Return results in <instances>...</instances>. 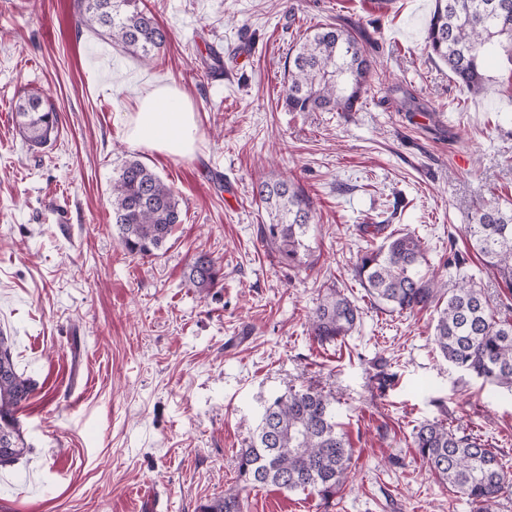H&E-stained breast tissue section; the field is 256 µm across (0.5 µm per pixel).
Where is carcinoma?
<instances>
[{"instance_id": "obj_1", "label": "carcinoma", "mask_w": 512, "mask_h": 512, "mask_svg": "<svg viewBox=\"0 0 512 512\" xmlns=\"http://www.w3.org/2000/svg\"><path fill=\"white\" fill-rule=\"evenodd\" d=\"M76 24L144 60L170 40L140 0H75ZM431 57L448 66L452 78L471 93H481L490 77L484 59L500 54L512 64V0H435L427 26ZM373 61L355 32L326 23L300 38L289 55L286 105L290 112H356L371 87ZM19 132L32 146L44 147L58 131L59 115L40 93L15 104ZM253 196L264 204L269 221L259 225L261 242L274 259L294 270L312 267L307 243L313 202L305 190L286 180H259ZM112 224L128 254L159 255L182 222L174 190L136 157L125 160L112 179ZM466 234L484 264L512 289V208L485 204ZM452 287L438 310L434 342L455 368L512 389V311L493 308L481 287L456 256ZM355 280L371 305L389 313L421 311L440 292L428 269L426 248L413 232L392 231L379 242L366 241L354 269ZM218 270L206 254L190 265L188 280L197 288L215 285ZM360 319V307L338 289L324 295L310 318V332L322 344H334ZM34 391L20 373L12 343L0 335V468L13 466L30 452L17 412ZM412 444L429 471L449 489L465 494L473 512H495L512 472L499 451L464 429L432 422L413 428ZM352 448L338 429L333 400L308 389L276 398L265 410L252 441L239 451L236 486L199 507V512H243L241 492L249 487L309 491L331 503L345 484Z\"/></svg>"}]
</instances>
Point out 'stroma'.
<instances>
[{
    "instance_id": "1",
    "label": "stroma",
    "mask_w": 512,
    "mask_h": 512,
    "mask_svg": "<svg viewBox=\"0 0 512 512\" xmlns=\"http://www.w3.org/2000/svg\"><path fill=\"white\" fill-rule=\"evenodd\" d=\"M171 32L150 63L77 28L73 0H0V334L35 391L18 413L30 454L0 471V512H199L236 481L264 409L315 389L336 399L353 457L331 504L273 487L244 512H471L411 444L439 421L512 460V392L436 350L433 310L380 311L351 277L364 224L410 230L431 272L449 252L491 303L512 297L470 249L477 208L512 205V65L475 95L425 48L435 0H144ZM358 31L374 60L356 112H291L285 62L306 29ZM224 67L211 70L213 56ZM171 86L197 121L192 151L127 138L137 101ZM54 100L57 139L30 147L14 104ZM138 157L169 184L182 224L159 256L123 250L112 178ZM288 179L313 199L312 269L273 263L252 188ZM223 273L188 280L197 253ZM361 320L321 345L308 320L327 291Z\"/></svg>"
}]
</instances>
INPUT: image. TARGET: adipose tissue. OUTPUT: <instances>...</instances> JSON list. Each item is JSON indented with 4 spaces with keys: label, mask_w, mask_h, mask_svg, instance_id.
<instances>
[{
    "label": "adipose tissue",
    "mask_w": 512,
    "mask_h": 512,
    "mask_svg": "<svg viewBox=\"0 0 512 512\" xmlns=\"http://www.w3.org/2000/svg\"><path fill=\"white\" fill-rule=\"evenodd\" d=\"M197 127L188 107L177 105L170 88L157 89L141 102L132 116L128 138L135 144H147L172 154L192 150Z\"/></svg>",
    "instance_id": "obj_1"
}]
</instances>
